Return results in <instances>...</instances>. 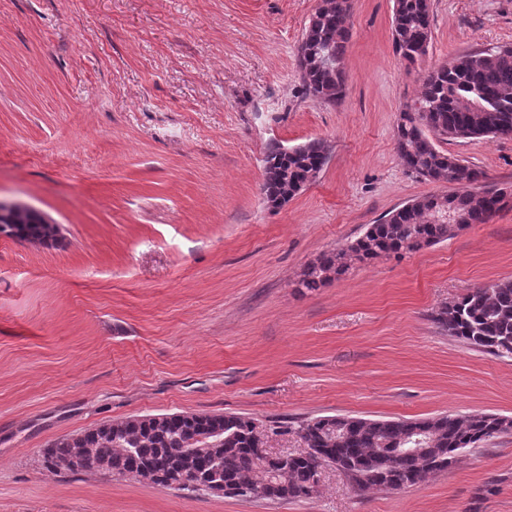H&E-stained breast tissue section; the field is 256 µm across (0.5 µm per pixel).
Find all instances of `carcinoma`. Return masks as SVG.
<instances>
[{
    "label": "carcinoma",
    "instance_id": "carcinoma-1",
    "mask_svg": "<svg viewBox=\"0 0 512 512\" xmlns=\"http://www.w3.org/2000/svg\"><path fill=\"white\" fill-rule=\"evenodd\" d=\"M347 0H319L305 29L298 65L305 90L326 102L344 95L342 59L351 37ZM392 38L408 65L425 60L432 42L430 0H394ZM411 117L396 125L395 149L411 173L434 182L467 185L446 198L463 226L487 224L512 206L508 192L480 185V171L457 163L438 148V141L512 135V44L462 53L429 70L420 97L408 109ZM273 164L264 170V201L276 208L316 179L326 163L328 146L311 140L284 154L273 149ZM438 198L412 200L368 225L347 249L321 253L303 270L298 285L316 290L340 278L354 259L416 253L457 235L435 219ZM0 234L17 241L49 244L59 228L33 211L0 213ZM435 320L471 347L512 357V280L476 288L443 308ZM508 417L489 413L443 414L417 420L323 416L294 428L304 444L286 459L259 453L262 441L255 421L224 413H172L105 421L76 435L56 438L43 453L49 476L77 474L72 459L83 456L85 474L100 473L105 463L113 476L138 475L152 468L171 489L186 469L192 479L210 487L224 485V496L254 490L252 499L302 500L318 493L320 468L332 464L355 480L360 491L398 490L422 484L435 471L450 467L456 456L505 433ZM285 471L275 487L265 485Z\"/></svg>",
    "mask_w": 512,
    "mask_h": 512
}]
</instances>
